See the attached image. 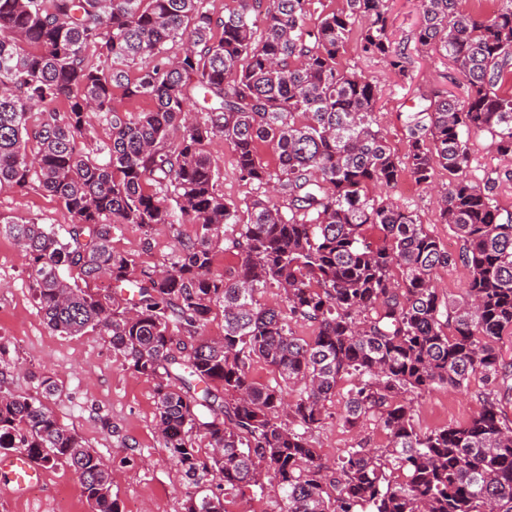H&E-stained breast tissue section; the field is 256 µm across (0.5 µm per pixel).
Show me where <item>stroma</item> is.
Segmentation results:
<instances>
[{
  "label": "stroma",
  "instance_id": "obj_1",
  "mask_svg": "<svg viewBox=\"0 0 512 512\" xmlns=\"http://www.w3.org/2000/svg\"><path fill=\"white\" fill-rule=\"evenodd\" d=\"M391 4L393 36L406 45L411 59L407 75H397L380 60L363 56L353 42L341 63L378 81L381 98L376 119L391 148L401 155L406 150L401 113L410 111L421 96L448 90L451 69L448 61L421 51L415 44L420 23L418 0H391ZM490 142L486 134L471 137L467 176L480 185L488 177L497 178V204L502 213H512V161L499 159ZM209 151L220 172L225 198L240 204L249 200L254 189L238 178L223 139L214 138ZM392 197L415 213L449 252H458L460 243L447 225L441 224L429 193L406 177L393 190ZM0 216L34 218L61 236L68 227L57 200L35 187L22 192L0 190ZM112 246L115 251L153 265L170 257L174 240L167 226H157L147 239L138 227L129 224L114 234ZM2 365L8 369V387L23 396L37 394L38 375L53 377L59 387L58 395L50 401L56 417L118 472L112 492L121 512H181L192 486L169 460L158 433L153 382L134 373L98 332L90 330L72 337L53 332L32 296L26 259L15 241L5 235H0ZM481 387V381L475 379L461 393L440 387L423 393L414 401L416 428L430 431L467 421L478 405ZM345 394V388H338L328 404L331 417L315 435L319 453L330 465L359 440H366L374 448L386 443L381 429L371 419H364L354 428L339 420ZM0 512H89V507L75 475L58 466L47 469L45 478L22 496L0 481Z\"/></svg>",
  "mask_w": 512,
  "mask_h": 512
}]
</instances>
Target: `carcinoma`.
Listing matches in <instances>:
<instances>
[{"mask_svg":"<svg viewBox=\"0 0 512 512\" xmlns=\"http://www.w3.org/2000/svg\"><path fill=\"white\" fill-rule=\"evenodd\" d=\"M489 15L461 0H418L416 43L463 77L464 95L435 92L404 113L398 156L378 127L381 89L341 66L353 26L361 51L399 75L406 47L389 30L390 0H345L309 24L311 0H0V188L36 184L60 203L61 239L33 219L0 217L28 260L32 295L61 336L93 330L154 382L158 432L193 484L182 512H228L264 480L280 512H512V215L490 178L470 181V138L487 133L512 157V0ZM202 108L191 112L194 95ZM67 101L60 112L51 107ZM151 99L135 112L126 103ZM106 138L88 144L90 114ZM224 139L246 204L224 198L207 150ZM269 148L270 166L260 155ZM454 255L382 190L408 174L433 186ZM168 225L170 262L112 248V232ZM193 224L184 238L178 226ZM240 260L213 272L216 250ZM469 277L440 297L436 271ZM111 281L101 289L97 282ZM278 290L281 303L262 295ZM224 336L201 337L213 310ZM313 329L309 341L292 324ZM260 358L275 383L250 376ZM484 390L471 418L422 432L415 397L434 387ZM0 370V452H22L76 476L91 512H121L112 470L45 400L20 396ZM349 383L342 418L371 417L381 448H349L332 467L314 435Z\"/></svg>","mask_w":512,"mask_h":512,"instance_id":"carcinoma-1","label":"carcinoma"}]
</instances>
